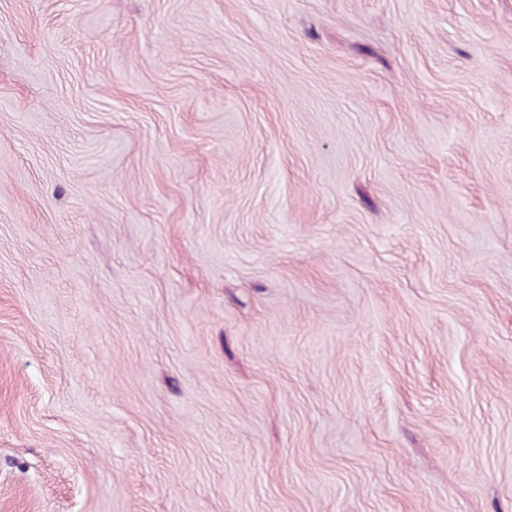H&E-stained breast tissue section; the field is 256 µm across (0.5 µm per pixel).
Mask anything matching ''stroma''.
<instances>
[{"instance_id": "obj_1", "label": "stroma", "mask_w": 512, "mask_h": 512, "mask_svg": "<svg viewBox=\"0 0 512 512\" xmlns=\"http://www.w3.org/2000/svg\"><path fill=\"white\" fill-rule=\"evenodd\" d=\"M0 512H512V0H0Z\"/></svg>"}]
</instances>
